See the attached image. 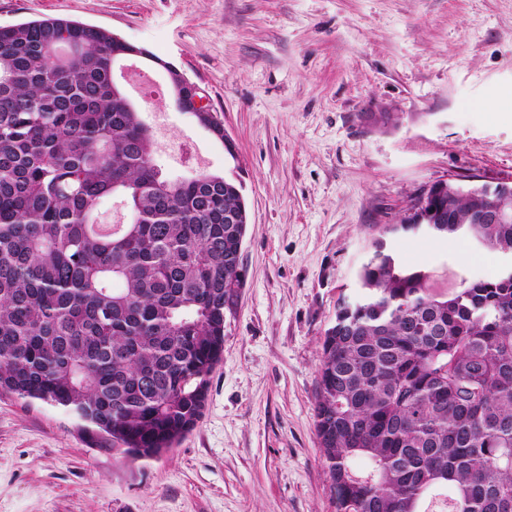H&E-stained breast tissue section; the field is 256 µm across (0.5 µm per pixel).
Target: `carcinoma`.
Instances as JSON below:
<instances>
[{
	"label": "carcinoma",
	"mask_w": 512,
	"mask_h": 512,
	"mask_svg": "<svg viewBox=\"0 0 512 512\" xmlns=\"http://www.w3.org/2000/svg\"><path fill=\"white\" fill-rule=\"evenodd\" d=\"M131 50L62 18L0 26V391L136 461L202 414L247 210L223 173L156 163L112 80ZM193 117L224 140L211 113ZM114 197L129 221L104 232L96 210ZM489 207L445 191L383 233L465 238L505 259L497 276L438 292L378 239L337 307L315 400L336 512H512V222Z\"/></svg>",
	"instance_id": "obj_1"
}]
</instances>
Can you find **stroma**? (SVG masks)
Wrapping results in <instances>:
<instances>
[{
  "label": "stroma",
  "mask_w": 512,
  "mask_h": 512,
  "mask_svg": "<svg viewBox=\"0 0 512 512\" xmlns=\"http://www.w3.org/2000/svg\"><path fill=\"white\" fill-rule=\"evenodd\" d=\"M57 17L173 63L234 145L129 93L157 161L243 185L247 279L224 322L202 417L129 463L63 410L0 393V512H336L314 428L321 339L382 225L434 183L512 181V0H0V26ZM390 246L439 286L499 254L416 235Z\"/></svg>",
  "instance_id": "1"
}]
</instances>
